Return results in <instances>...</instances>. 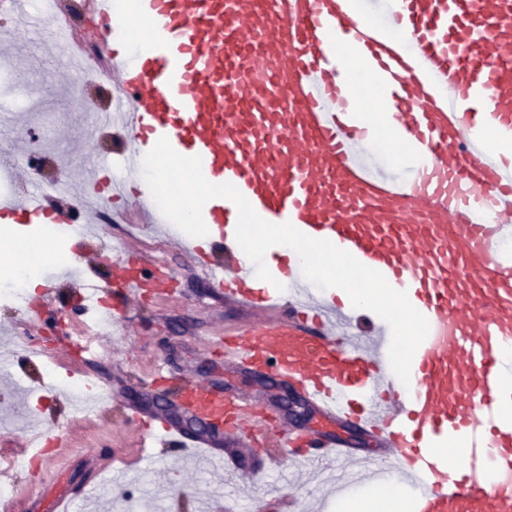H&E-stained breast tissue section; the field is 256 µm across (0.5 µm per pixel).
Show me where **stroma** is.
Segmentation results:
<instances>
[{"label":"stroma","instance_id":"stroma-1","mask_svg":"<svg viewBox=\"0 0 512 512\" xmlns=\"http://www.w3.org/2000/svg\"><path fill=\"white\" fill-rule=\"evenodd\" d=\"M55 22L43 16L36 27H24L0 15V109L8 118L0 123V146L16 150L19 142L11 118L20 115L30 125L51 132L42 152L41 168L25 166L14 175L15 186H48L62 175L80 179L85 165L104 163L120 169L123 153L130 145L125 131L98 126L97 113L113 103L111 80H77L76 69L66 44L54 38ZM112 223L96 221L102 243L115 245L133 256L143 275H151L155 262H162L172 275L173 291L161 295L148 290L135 299L114 297L121 321L100 332L97 352L83 350L76 326L83 314L68 289L51 299L28 294L33 312L22 315L12 304L0 302V350L24 356L30 347L40 348L53 358L55 375L62 384L95 381L109 404L102 415L86 419L71 413L62 399L39 398L43 365L32 359L28 370L0 366V451L19 452L30 430L47 432L48 464L20 458L14 468L0 476V485L13 492L11 512H26L27 488L36 484L46 496L60 491L78 493L94 483L96 467L124 468L118 478H108L100 491L109 499L132 493V512H141L145 499L156 497L158 486L172 488L168 502L173 512H198L197 492L211 489L214 496L236 494L246 488L258 498L262 512H280L278 500H295L302 512H335V497L328 487H313L296 470L272 468L269 454L273 444L250 446L253 462L248 472L238 474L236 483L215 484L208 468L198 463L175 462L157 470L141 460L139 427L129 409L136 406L154 411L153 399L168 394L172 385L185 379L206 381L233 396L261 390L270 406H277L279 392L246 374H229L215 340L224 333L253 321L251 312L226 303L187 254L166 246L163 238L137 227L133 210L117 201L110 203ZM68 272L77 283L112 282L108 263L76 262L61 268L54 260L35 267L37 279ZM58 320V333L49 323ZM165 362L168 384L156 385L149 378L157 362Z\"/></svg>","mask_w":512,"mask_h":512}]
</instances>
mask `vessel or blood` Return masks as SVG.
Masks as SVG:
<instances>
[{"label":"vessel or blood","mask_w":512,"mask_h":512,"mask_svg":"<svg viewBox=\"0 0 512 512\" xmlns=\"http://www.w3.org/2000/svg\"><path fill=\"white\" fill-rule=\"evenodd\" d=\"M145 42L109 52L114 78L102 126L132 146L121 174L103 181L62 177L74 200L107 185L113 200L134 196L153 223L164 217L142 160L160 138L202 161L205 178L234 185L256 213L326 239L380 272L429 322L409 384L392 373L387 323L345 309L303 276L298 254L265 255L272 281L258 279L235 240L238 210L209 200L207 241L171 236L227 302L255 319L224 339L226 369L289 382L326 422L288 434L258 396L225 398L206 385L174 389L185 414L227 421L225 437L277 433L308 447V468L354 463L337 495L366 477L399 475L408 512H512V420L496 411L512 376V165L487 150L486 134L512 140V0H134ZM369 74L385 119L366 123L353 88ZM409 144L404 168L385 171L372 150L383 137ZM64 224L68 217L34 189L0 200V220ZM89 224L73 226L63 250L87 257ZM141 445L185 454L200 448L215 469L230 463L217 441L132 409ZM336 424L353 426L375 454L353 452ZM466 446L458 462L444 450Z\"/></svg>","instance_id":"vessel-or-blood-1"}]
</instances>
